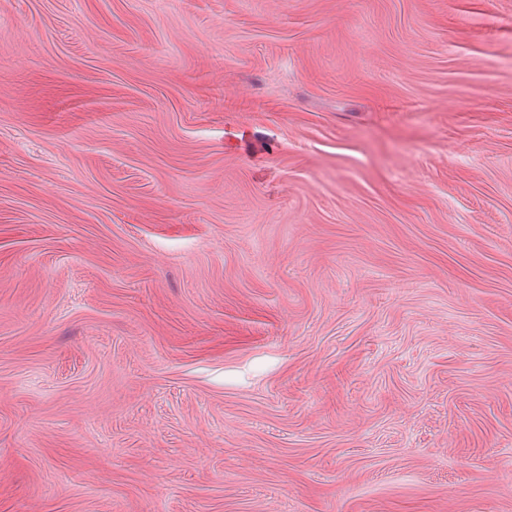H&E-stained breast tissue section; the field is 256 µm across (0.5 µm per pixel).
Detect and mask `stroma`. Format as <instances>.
Segmentation results:
<instances>
[{
    "instance_id": "35a3bbf8",
    "label": "stroma",
    "mask_w": 512,
    "mask_h": 512,
    "mask_svg": "<svg viewBox=\"0 0 512 512\" xmlns=\"http://www.w3.org/2000/svg\"><path fill=\"white\" fill-rule=\"evenodd\" d=\"M0 512H512V0H0Z\"/></svg>"
}]
</instances>
